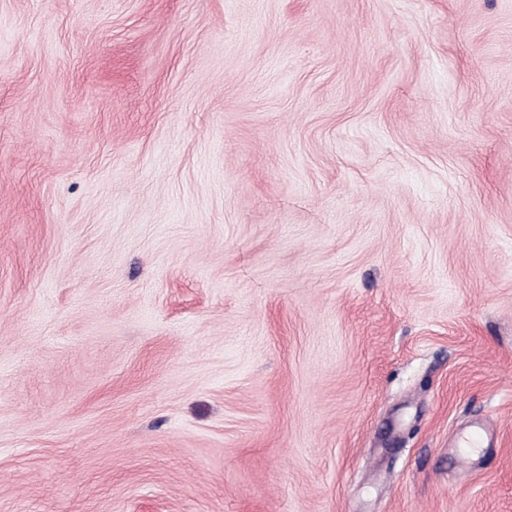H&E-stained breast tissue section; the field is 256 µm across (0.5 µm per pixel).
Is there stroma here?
Here are the masks:
<instances>
[{
  "instance_id": "1",
  "label": "stroma",
  "mask_w": 512,
  "mask_h": 512,
  "mask_svg": "<svg viewBox=\"0 0 512 512\" xmlns=\"http://www.w3.org/2000/svg\"><path fill=\"white\" fill-rule=\"evenodd\" d=\"M0 512H512V0H0Z\"/></svg>"
}]
</instances>
